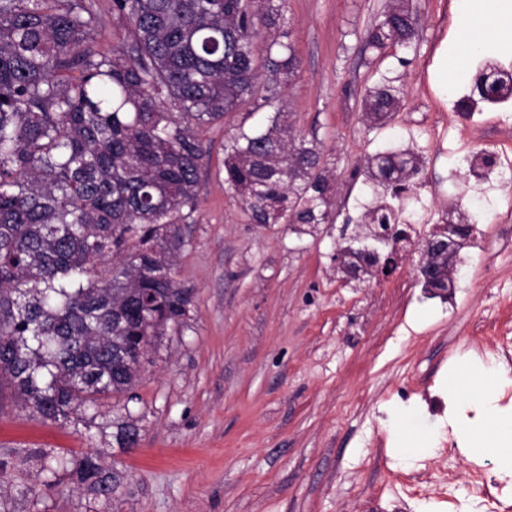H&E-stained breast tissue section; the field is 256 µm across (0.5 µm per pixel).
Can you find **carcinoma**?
<instances>
[{
	"label": "carcinoma",
	"instance_id": "carcinoma-1",
	"mask_svg": "<svg viewBox=\"0 0 512 512\" xmlns=\"http://www.w3.org/2000/svg\"><path fill=\"white\" fill-rule=\"evenodd\" d=\"M112 16L123 44L109 57L94 49L96 0H0V396L53 422L127 392L140 348L186 315L171 250L208 155L195 127L270 104L299 66L286 33L258 42L280 29L276 0H112ZM418 33L395 0L365 42L407 45ZM398 103L399 89L381 82L366 94L365 121ZM421 165L387 151L366 173L399 200ZM224 170L254 224L313 232L333 221L322 152L283 112L231 137ZM381 209L400 223L402 209L383 197L359 224L378 223ZM73 475L111 491L93 455Z\"/></svg>",
	"mask_w": 512,
	"mask_h": 512
}]
</instances>
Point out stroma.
I'll use <instances>...</instances> for the list:
<instances>
[{
  "label": "stroma",
  "mask_w": 512,
  "mask_h": 512,
  "mask_svg": "<svg viewBox=\"0 0 512 512\" xmlns=\"http://www.w3.org/2000/svg\"><path fill=\"white\" fill-rule=\"evenodd\" d=\"M387 0H284L299 68L271 105L198 127L209 149L174 278L186 316L146 352L126 393L64 423L0 399V512H512V476L474 462L448 421V378L494 370L488 396L512 412V220L486 210L480 229L504 240L490 270L474 266L451 300L429 297L420 247L381 283L337 273L336 227L304 234L250 223L224 182V145L241 128L286 111L316 140L329 169L333 214L355 216L375 192L352 171L389 148L423 157L404 213L422 235L449 201L466 202L468 154H495L512 132V103L467 119L429 81L461 25L455 0H408L419 35L406 47L366 48ZM400 90L390 121L367 127L363 97L383 80ZM419 424L430 450L394 448L400 422ZM135 430L137 445L122 429ZM98 456L112 493L100 495L45 456Z\"/></svg>",
  "instance_id": "1"
}]
</instances>
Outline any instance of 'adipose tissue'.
<instances>
[{"instance_id": "adipose-tissue-1", "label": "adipose tissue", "mask_w": 512, "mask_h": 512, "mask_svg": "<svg viewBox=\"0 0 512 512\" xmlns=\"http://www.w3.org/2000/svg\"><path fill=\"white\" fill-rule=\"evenodd\" d=\"M457 9L464 24L456 40V50L439 54L432 77L438 89L447 88L449 78L461 75L463 59L471 48L512 50V0H459ZM464 378L471 391L484 399L486 387L495 375L490 371L480 375L468 372ZM463 433L465 438L476 439L477 455L494 456L512 465V415L499 414L484 399L479 429L467 426Z\"/></svg>"}]
</instances>
